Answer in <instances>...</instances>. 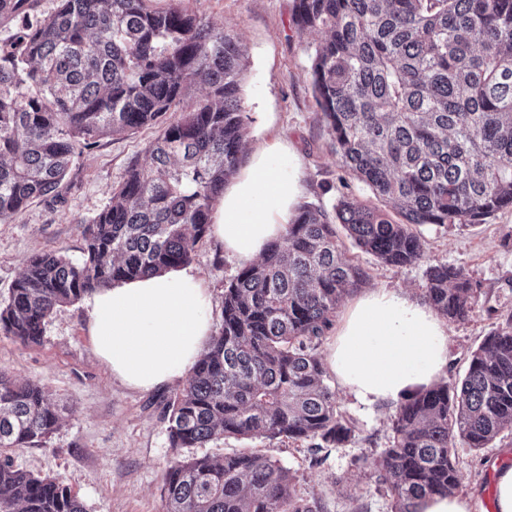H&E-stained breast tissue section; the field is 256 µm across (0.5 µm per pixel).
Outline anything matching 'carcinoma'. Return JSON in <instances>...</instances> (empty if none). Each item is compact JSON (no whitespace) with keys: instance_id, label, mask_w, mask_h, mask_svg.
Returning <instances> with one entry per match:
<instances>
[{"instance_id":"1","label":"carcinoma","mask_w":512,"mask_h":512,"mask_svg":"<svg viewBox=\"0 0 512 512\" xmlns=\"http://www.w3.org/2000/svg\"><path fill=\"white\" fill-rule=\"evenodd\" d=\"M0 0V223L58 191L74 157L105 136L160 133L85 222L83 257L33 255L0 303V332L39 344L47 319L99 288L189 264L224 184L243 159L248 116L239 39L169 0ZM301 31L320 30L308 77L331 151L372 191L328 210L297 207L283 240L224 283L221 323L167 403L175 453L165 512H311L293 476L258 453L186 458L221 436L344 444L315 346L367 272L339 244L389 266L421 259L417 227L481 224L512 209V0H294ZM202 87L205 94L192 99ZM179 118L167 119L170 112ZM425 301L449 322L472 311V283L443 262ZM58 410L43 388L0 372V512H85L59 478L16 468L46 444ZM512 430V315L472 352L460 382L407 396L376 462L394 512L458 486L454 438L477 450Z\"/></svg>"}]
</instances>
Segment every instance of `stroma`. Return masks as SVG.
<instances>
[{"instance_id":"stroma-1","label":"stroma","mask_w":512,"mask_h":512,"mask_svg":"<svg viewBox=\"0 0 512 512\" xmlns=\"http://www.w3.org/2000/svg\"><path fill=\"white\" fill-rule=\"evenodd\" d=\"M183 8L240 38L246 49L244 107L250 118L245 153L279 142L297 154L304 202L332 206L340 197L369 201L367 185L354 178L330 149V136L313 98L307 72L319 32H297L293 0H183ZM157 129L143 128L102 138L75 159L59 194L34 199L16 219L0 224V301L29 258L56 251L82 256L83 223L109 201L133 163H145ZM418 232L423 258L393 267L341 243L368 272L367 289L389 288L422 298L427 265L445 262L464 269L474 289L469 319L448 326L445 377L461 380L471 353L492 329L512 315V210L476 226L425 224ZM213 295V323L221 321L224 283L238 267L212 238L199 243L190 263ZM92 298L59 307L49 318L42 344L25 345L0 332V371L38 383L62 416L45 446L14 452L17 468L60 477L86 512H164L162 488L172 458L166 433L167 402L180 386L142 392L113 377L87 335ZM328 382L339 412L355 425L347 443L323 448L267 438H222L205 452L220 457L257 452L279 461L293 478L296 494L313 512H392V499L374 474V464L391 436L393 410L357 402L336 377ZM457 492L474 496L483 512H496V480L512 466V431L488 447L468 448L455 438Z\"/></svg>"}]
</instances>
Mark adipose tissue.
<instances>
[{
  "label": "adipose tissue",
  "instance_id": "1",
  "mask_svg": "<svg viewBox=\"0 0 512 512\" xmlns=\"http://www.w3.org/2000/svg\"><path fill=\"white\" fill-rule=\"evenodd\" d=\"M302 176L294 152L257 151L225 188L209 234L239 266L281 240L295 214ZM213 295L186 268L97 289L87 333L96 354L128 387L156 391L185 381L214 334ZM329 370L366 405L397 406L448 368V327L427 304L379 288L348 303L327 352Z\"/></svg>",
  "mask_w": 512,
  "mask_h": 512
}]
</instances>
